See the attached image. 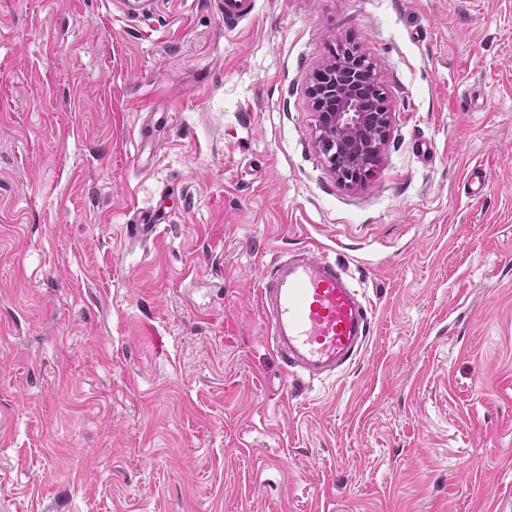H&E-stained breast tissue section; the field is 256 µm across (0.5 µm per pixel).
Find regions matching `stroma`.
<instances>
[{
  "instance_id": "35a3bbf8",
  "label": "stroma",
  "mask_w": 512,
  "mask_h": 512,
  "mask_svg": "<svg viewBox=\"0 0 512 512\" xmlns=\"http://www.w3.org/2000/svg\"><path fill=\"white\" fill-rule=\"evenodd\" d=\"M219 2L145 38L123 0H0V512H512V0ZM341 43L392 112L352 185L307 92ZM313 240L373 309L322 381L256 307ZM221 4L226 25H233L250 17L256 5L254 0H224ZM136 223L128 226L129 236L136 240L147 241L156 236L158 224L163 223V216L159 210L149 209L140 215Z\"/></svg>"
}]
</instances>
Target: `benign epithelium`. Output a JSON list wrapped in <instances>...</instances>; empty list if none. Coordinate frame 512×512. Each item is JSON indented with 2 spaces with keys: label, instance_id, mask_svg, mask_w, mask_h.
Listing matches in <instances>:
<instances>
[{
  "label": "benign epithelium",
  "instance_id": "benign-epithelium-1",
  "mask_svg": "<svg viewBox=\"0 0 512 512\" xmlns=\"http://www.w3.org/2000/svg\"><path fill=\"white\" fill-rule=\"evenodd\" d=\"M376 69L373 60L364 55L348 63L343 73L327 80L325 71H320L318 79L311 86L310 95L317 108L330 103V111L319 113V140H324L327 131L336 135L338 142H351L361 137L372 140L370 158L363 171L376 165L382 144L387 139L391 127V112L388 111L386 94L373 97L367 85L360 81L361 74H371ZM329 168L344 182L356 183L361 180V172L346 168L347 154L342 146H337L333 155H325Z\"/></svg>",
  "mask_w": 512,
  "mask_h": 512
}]
</instances>
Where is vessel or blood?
I'll list each match as a JSON object with an SVG mask.
<instances>
[{
    "label": "vessel or blood",
    "mask_w": 512,
    "mask_h": 512,
    "mask_svg": "<svg viewBox=\"0 0 512 512\" xmlns=\"http://www.w3.org/2000/svg\"><path fill=\"white\" fill-rule=\"evenodd\" d=\"M225 24L250 17L255 0H223ZM163 217L147 210L129 225L130 237L154 238ZM256 305L286 375L315 379L353 364L366 346L372 319L359 292L329 249L311 241L292 258L272 260L262 273Z\"/></svg>",
    "instance_id": "obj_1"
}]
</instances>
